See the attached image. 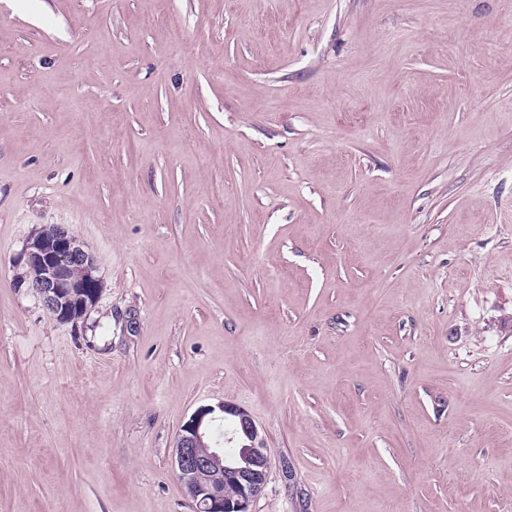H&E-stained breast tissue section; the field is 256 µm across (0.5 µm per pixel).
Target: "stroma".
I'll return each mask as SVG.
<instances>
[{
	"label": "stroma",
	"mask_w": 512,
	"mask_h": 512,
	"mask_svg": "<svg viewBox=\"0 0 512 512\" xmlns=\"http://www.w3.org/2000/svg\"><path fill=\"white\" fill-rule=\"evenodd\" d=\"M226 402L251 512H512V0H0V512H193ZM29 278L20 281L42 301L46 311L60 322H77L93 307L100 292L73 299L75 288H101L93 256L63 226L45 227L35 231L22 253ZM77 268L81 277L74 279ZM218 408L223 418L228 415L238 418V435L241 431L251 444L242 445L228 454L232 467L225 465L227 458L224 459V448H212L206 442L215 421V409L200 408L178 433L173 457L174 470L196 512H250V504L267 481L270 464L267 448L258 439V428L246 412L228 402ZM225 470L233 471L235 477L224 473ZM201 472L210 474L208 479L201 480ZM236 482L238 493L234 496ZM224 495L234 497L226 498Z\"/></svg>",
	"instance_id": "stroma-1"
}]
</instances>
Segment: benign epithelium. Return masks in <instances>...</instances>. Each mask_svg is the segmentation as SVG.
Listing matches in <instances>:
<instances>
[{"label": "benign epithelium", "instance_id": "1", "mask_svg": "<svg viewBox=\"0 0 512 512\" xmlns=\"http://www.w3.org/2000/svg\"><path fill=\"white\" fill-rule=\"evenodd\" d=\"M29 278L18 283L32 290L42 301L46 311L60 322H76L93 307L99 294L74 295L77 288H99L93 256L77 242L63 226L45 227L35 231L22 253ZM81 277L74 279L73 270ZM214 408H200L181 427L176 441L173 465L195 512H250V504L262 491L268 477L269 456L251 417L232 403L225 402L219 409L223 416L238 418L242 434L250 444L242 446L244 465H225L224 450L208 442L210 428L215 421ZM235 474L238 493L224 496V471ZM209 474L201 480L200 473Z\"/></svg>", "mask_w": 512, "mask_h": 512}]
</instances>
